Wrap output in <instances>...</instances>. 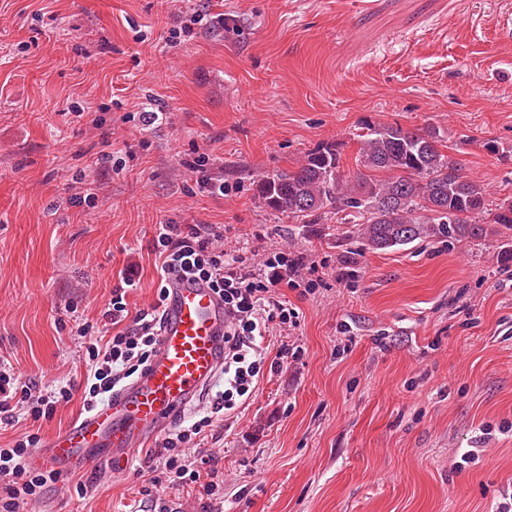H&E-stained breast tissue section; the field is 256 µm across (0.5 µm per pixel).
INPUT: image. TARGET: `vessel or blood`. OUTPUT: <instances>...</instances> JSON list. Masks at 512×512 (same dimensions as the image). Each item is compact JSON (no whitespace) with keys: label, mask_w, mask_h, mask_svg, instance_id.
<instances>
[{"label":"vessel or blood","mask_w":512,"mask_h":512,"mask_svg":"<svg viewBox=\"0 0 512 512\" xmlns=\"http://www.w3.org/2000/svg\"><path fill=\"white\" fill-rule=\"evenodd\" d=\"M150 363L102 404L51 435L29 464L67 477L112 468L169 430L217 380L224 302L202 281L174 280Z\"/></svg>","instance_id":"b4317fda"}]
</instances>
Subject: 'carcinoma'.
<instances>
[{
	"label": "carcinoma",
	"mask_w": 512,
	"mask_h": 512,
	"mask_svg": "<svg viewBox=\"0 0 512 512\" xmlns=\"http://www.w3.org/2000/svg\"><path fill=\"white\" fill-rule=\"evenodd\" d=\"M434 131L374 123L360 143L367 173L345 179L334 143L321 144L298 167L261 176L256 192L274 214L296 224H326L343 215L338 239L387 251L420 239L450 244L500 241L498 257L512 267V200L489 203L486 188L444 153Z\"/></svg>",
	"instance_id": "1"
}]
</instances>
